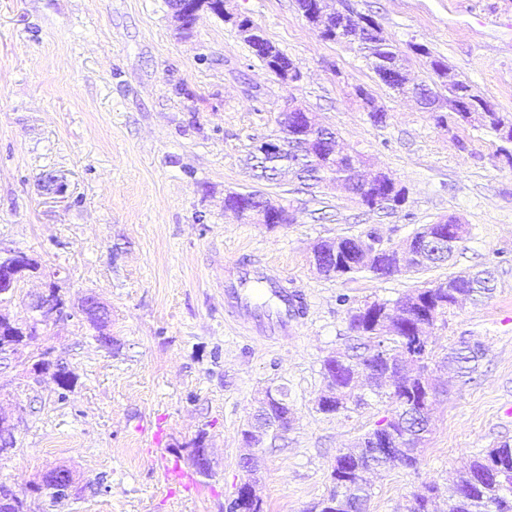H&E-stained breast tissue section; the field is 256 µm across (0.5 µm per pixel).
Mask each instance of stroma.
I'll use <instances>...</instances> for the list:
<instances>
[{
	"label": "stroma",
	"mask_w": 512,
	"mask_h": 512,
	"mask_svg": "<svg viewBox=\"0 0 512 512\" xmlns=\"http://www.w3.org/2000/svg\"><path fill=\"white\" fill-rule=\"evenodd\" d=\"M345 2L380 27L416 81L432 79L437 58L512 119V0ZM227 8L228 20L201 11L182 38L167 0H0V254L40 264L0 312L28 321L31 294L50 284L73 311L0 360V415L16 426L0 482L29 489L31 512H224L250 476L265 512H311L339 451L392 412L366 385L361 405L318 409L325 359L360 352L349 307L485 267L492 296L463 301L429 331L436 394L419 464L371 474L367 512H407L426 485L447 491L468 459L512 444V167L501 140L475 123L439 127L383 84L357 45L323 39L296 0ZM240 18L291 59L298 82L282 83L253 55ZM361 89L386 112L383 125ZM292 100L404 186V205L371 210L340 189L255 179L246 159L277 134ZM48 174L62 192L44 190ZM230 191L261 192L294 221L270 229L237 217L224 208ZM451 217L471 233L439 267L336 279L312 262L321 240L373 231L395 247ZM243 259L275 263L303 295L288 340L272 345L227 321L224 267ZM88 293L112 312V348L76 312ZM463 336L484 348L467 383L445 361ZM42 358L71 371L69 391L35 374ZM269 388L286 393L293 422L252 447L242 431ZM198 442L212 477L191 465ZM246 456L254 474L240 466ZM60 465L76 484L55 506L33 487ZM173 466L190 482L168 481Z\"/></svg>",
	"instance_id": "obj_1"
}]
</instances>
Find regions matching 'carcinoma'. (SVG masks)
Wrapping results in <instances>:
<instances>
[{"label":"carcinoma","mask_w":512,"mask_h":512,"mask_svg":"<svg viewBox=\"0 0 512 512\" xmlns=\"http://www.w3.org/2000/svg\"><path fill=\"white\" fill-rule=\"evenodd\" d=\"M361 50L377 74L390 63L403 62L397 47L383 36L371 44L361 45ZM482 126L501 140L512 142V124L504 121L498 113H486ZM280 133L284 134L287 141V148L283 153L267 158L252 156L253 168L258 171V177L274 181L287 170L298 180L309 181L311 185L318 187L344 186L351 181L352 171L347 157L335 149V146L321 139L322 130L318 123L304 121L286 126L280 129ZM252 205L250 192H232L224 197L226 208L245 211ZM427 233L448 238V254L451 255L470 231L467 225L451 217L444 222L423 225L405 241L411 252L409 264L413 271L425 270L448 261L446 257L431 260L416 248L417 243ZM378 245L379 239L372 233L364 238L338 236L318 242L313 252L316 255L330 256L347 247L356 253H369L378 249ZM490 277L491 273L487 270L452 273L440 280L444 287L433 295L429 293L427 282L405 294L393 305L396 326L400 328L398 334L383 324L374 326L368 323L365 317L354 313L349 315L351 329L366 340V353L353 356L338 353L325 360V391L329 393L327 401L331 403L334 411L345 410L362 377L381 378L390 372L395 381L394 390L388 393V398L394 410L387 425L397 437H413L415 443L411 447L399 449L397 457L381 463L375 460L372 449L369 448L373 433L365 434L355 448L336 457L331 473L332 489L317 505L333 499L341 488L344 490V499L336 502L335 512H360V502H366L370 498L367 474L373 466L381 463L385 467H413L417 464L416 452L424 437L414 436L409 420L424 406L421 400V373L412 360L396 356L389 362L375 355V338L388 340V351L394 354L400 352L403 337L415 334L413 326L420 310L437 308L443 315L462 299L479 301L488 298L491 289L486 282ZM482 356L481 343L465 338L450 353L451 360L458 363L463 377L475 371ZM258 413L272 426L291 423L288 403L281 399L261 400ZM437 496L438 488L434 485L428 487L427 493L413 496L409 512H432L431 506ZM448 500V512H512V445L503 443L474 456L454 482ZM0 512H28L25 492L0 483Z\"/></svg>","instance_id":"carcinoma-1"}]
</instances>
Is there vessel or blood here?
Returning a JSON list of instances; mask_svg holds the SVG:
<instances>
[{
	"label": "vessel or blood",
	"instance_id": "1",
	"mask_svg": "<svg viewBox=\"0 0 512 512\" xmlns=\"http://www.w3.org/2000/svg\"><path fill=\"white\" fill-rule=\"evenodd\" d=\"M224 302L228 317L238 327H251L271 342L292 336L302 315L298 293L269 264L243 261L227 266Z\"/></svg>",
	"mask_w": 512,
	"mask_h": 512
}]
</instances>
